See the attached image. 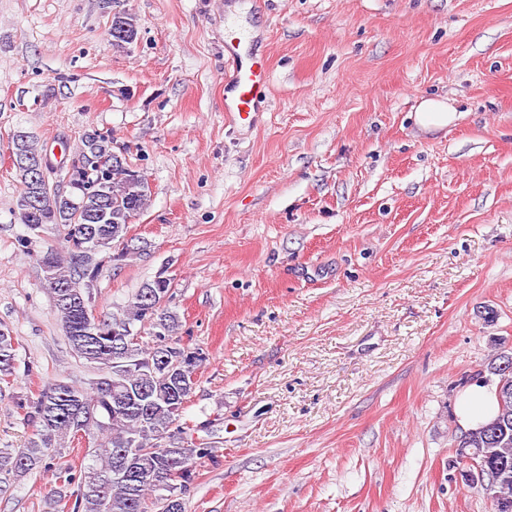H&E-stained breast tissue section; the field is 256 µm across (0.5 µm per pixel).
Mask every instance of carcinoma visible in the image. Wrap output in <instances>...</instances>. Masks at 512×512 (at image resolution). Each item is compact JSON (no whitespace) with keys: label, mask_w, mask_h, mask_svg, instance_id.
Segmentation results:
<instances>
[{"label":"carcinoma","mask_w":512,"mask_h":512,"mask_svg":"<svg viewBox=\"0 0 512 512\" xmlns=\"http://www.w3.org/2000/svg\"><path fill=\"white\" fill-rule=\"evenodd\" d=\"M91 153L111 166L77 172L72 181L81 190V210L57 201L59 184L36 183L16 168L21 192L42 196L39 216H20L30 231L47 230L65 242L67 255L48 248L38 259L49 267L55 287L46 289L70 350L96 370L87 386L58 380L44 389L25 413L34 428L27 445L0 450V483L38 468H51L62 449L73 445L74 432L90 430L99 463L82 474L58 467L63 485L78 484L79 512H185L184 499L207 449L192 442V427L173 428L195 385L196 365L186 361L174 341L177 318L160 306L170 279L158 275L131 297L122 310L99 322L87 321L91 300L88 284L102 274L98 252L125 237L129 224L148 209L151 191L146 177L112 150V136L93 143L80 139L79 154ZM154 329L152 342L128 344L125 333L136 325ZM15 361L12 337L0 330V376L9 377ZM498 414L458 440L459 448L481 449V459L508 480L500 491L512 494V395L497 399ZM138 441L140 458L122 456L129 438Z\"/></svg>","instance_id":"1"}]
</instances>
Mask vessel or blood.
I'll use <instances>...</instances> for the list:
<instances>
[{"label":"vessel or blood","instance_id":"vessel-or-blood-1","mask_svg":"<svg viewBox=\"0 0 512 512\" xmlns=\"http://www.w3.org/2000/svg\"><path fill=\"white\" fill-rule=\"evenodd\" d=\"M240 39L224 43L228 68L224 74V109L234 121L252 122L258 105L270 89V71L266 62L243 63L239 54Z\"/></svg>","mask_w":512,"mask_h":512}]
</instances>
